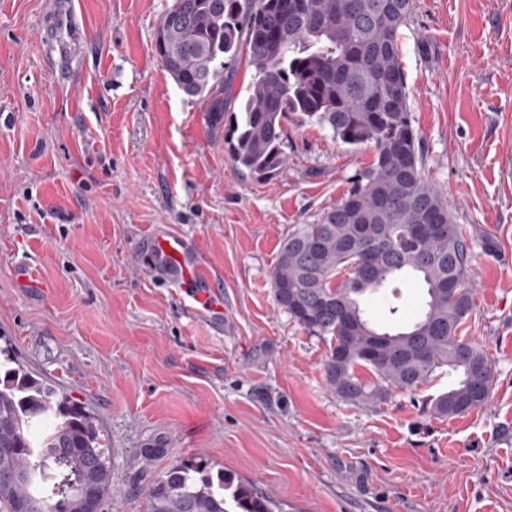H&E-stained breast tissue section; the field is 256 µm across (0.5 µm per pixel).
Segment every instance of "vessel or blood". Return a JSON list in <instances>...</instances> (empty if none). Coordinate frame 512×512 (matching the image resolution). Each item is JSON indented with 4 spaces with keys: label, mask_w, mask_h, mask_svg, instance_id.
Masks as SVG:
<instances>
[{
    "label": "vessel or blood",
    "mask_w": 512,
    "mask_h": 512,
    "mask_svg": "<svg viewBox=\"0 0 512 512\" xmlns=\"http://www.w3.org/2000/svg\"><path fill=\"white\" fill-rule=\"evenodd\" d=\"M145 257L147 266L163 268L172 280L191 286L192 299L201 309L213 308V297L201 290L209 273L190 240L170 231L152 234Z\"/></svg>",
    "instance_id": "1"
}]
</instances>
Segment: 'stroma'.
<instances>
[{"label":"stroma","mask_w":512,"mask_h":512,"mask_svg":"<svg viewBox=\"0 0 512 512\" xmlns=\"http://www.w3.org/2000/svg\"><path fill=\"white\" fill-rule=\"evenodd\" d=\"M172 3L0 0V348L96 418L118 480L102 512H144L155 475L187 456L281 512H512V0H416L399 35L424 174L473 235L467 335L493 361L489 403L450 420L427 405L444 373L375 406L338 399L330 336L272 296L282 237L372 150L292 125L279 173L241 175L153 53ZM157 227L195 241L217 311L143 267ZM423 300L410 281L397 315L377 295L369 309L392 328Z\"/></svg>","instance_id":"35a3bbf8"}]
</instances>
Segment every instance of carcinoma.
I'll return each mask as SVG.
<instances>
[{
    "mask_svg": "<svg viewBox=\"0 0 512 512\" xmlns=\"http://www.w3.org/2000/svg\"><path fill=\"white\" fill-rule=\"evenodd\" d=\"M414 0H173L154 32V52L185 95L221 123L233 93L232 67L254 68L241 112L231 113L224 152L256 180L286 163L285 126L319 124L374 163L313 224L280 242L271 291L289 319L334 345L324 376L353 405L383 403L427 385L438 358L458 378L430 399L432 415L452 419L487 404L493 362L464 335L474 306V258L467 229L425 177L412 124L398 33ZM426 290L405 331L380 332L361 308L380 293L396 315L399 279ZM0 368V496L8 512H83V491L101 495L115 474L94 417L64 388L17 367ZM95 452L90 453L88 449ZM146 512H278L275 500L197 457L175 461L151 482Z\"/></svg>",
    "mask_w": 512,
    "mask_h": 512,
    "instance_id": "carcinoma-1",
    "label": "carcinoma"
}]
</instances>
